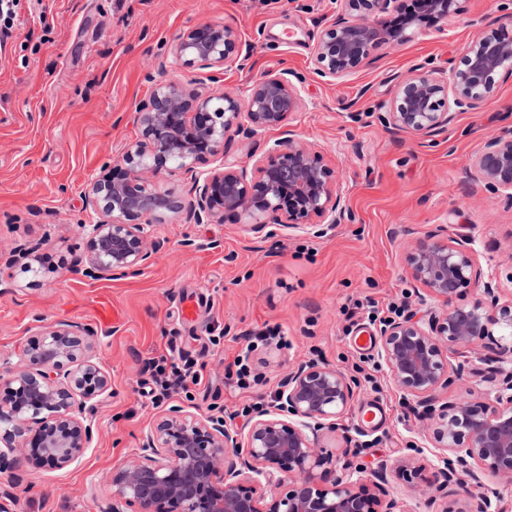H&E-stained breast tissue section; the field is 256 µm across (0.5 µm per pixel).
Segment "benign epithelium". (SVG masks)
Instances as JSON below:
<instances>
[{
	"label": "benign epithelium",
	"mask_w": 512,
	"mask_h": 512,
	"mask_svg": "<svg viewBox=\"0 0 512 512\" xmlns=\"http://www.w3.org/2000/svg\"><path fill=\"white\" fill-rule=\"evenodd\" d=\"M404 0H336L313 47L314 73L341 80L426 29L425 16L458 11V0H420L422 13L395 24ZM172 53L187 70L225 69L241 61L235 27L205 24L187 29ZM512 72V42L492 30L470 43L458 65L446 71L417 67L395 83L386 128L419 137L448 130L457 113L473 111L495 94L497 76ZM298 88L266 74L245 95L169 80L155 85L134 119L137 140L125 146L124 165L89 182L80 224L85 276L118 278L147 266L161 244L145 217L181 205L162 191L158 176L178 171L190 179L188 219L222 224L227 215L254 229L311 232L346 224L351 212L335 171L293 131L264 148L252 167L231 154V141L255 139L281 126L299 108ZM213 161L204 172L198 165ZM474 177L512 201V135L488 138L472 164ZM428 232L406 257L419 285L418 309L385 320L377 329L378 358L415 415L427 420V441L442 467L430 478L408 459L393 470L338 465L319 445L354 397L356 382L319 361L288 373L274 410L247 427L170 407L144 433L137 456L112 469L107 512H398L386 486L394 477L412 492L448 493L466 475L475 486L491 474L512 483V302H500L497 278L483 273L466 237ZM474 288L468 308L453 297ZM37 338L0 365V472L35 465L62 470L81 460L96 431L100 397L111 380L96 360L98 336L85 326L40 325ZM501 336L498 350L482 355L485 339ZM485 363L484 381L496 388L495 405L464 396L447 401L435 392L460 383ZM457 512H509L500 497L470 496Z\"/></svg>",
	"instance_id": "7a95c632"
}]
</instances>
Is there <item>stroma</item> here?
<instances>
[{"label": "stroma", "instance_id": "stroma-1", "mask_svg": "<svg viewBox=\"0 0 512 512\" xmlns=\"http://www.w3.org/2000/svg\"><path fill=\"white\" fill-rule=\"evenodd\" d=\"M458 13L383 51L349 77L323 82L312 49L335 0H35L32 14L0 49V241L42 243L49 258L40 275L0 261V355L33 337L38 324L76 322L95 328L100 367L112 396L81 462L56 471L33 466L0 473L10 488L9 512H102L113 467L136 456L144 431L164 412L137 381L149 359L176 340L204 362L210 385L179 405L209 416L211 403L232 413L244 400L267 401L301 362L322 361L347 375L372 359L329 446L354 443L358 463H395L419 447L430 462L426 423L415 417L376 350L358 339L377 325L363 310L415 307L406 263L411 247L437 225L471 239L483 271L512 292V204L471 175L485 140L512 134V76L499 79L481 108L460 113L448 131L429 138L381 126L394 77L415 66H455L468 45L512 0H460ZM229 23L249 48L245 68L183 72L171 54L186 29ZM283 73L299 89L300 107L282 129L257 141L236 140L231 152L252 165L256 145H272L283 130L317 151L338 172L354 215L321 235L255 233L235 219L193 224L184 213L154 220L162 244L153 262L122 278L91 279L74 263L88 179L121 161L139 130L132 119L155 84L184 79L211 89L244 92L257 78ZM358 120H350V113ZM280 326L282 349L254 354L262 377L238 393L224 370L240 350L239 335ZM379 403L385 421L366 426L362 412Z\"/></svg>", "mask_w": 512, "mask_h": 512}]
</instances>
